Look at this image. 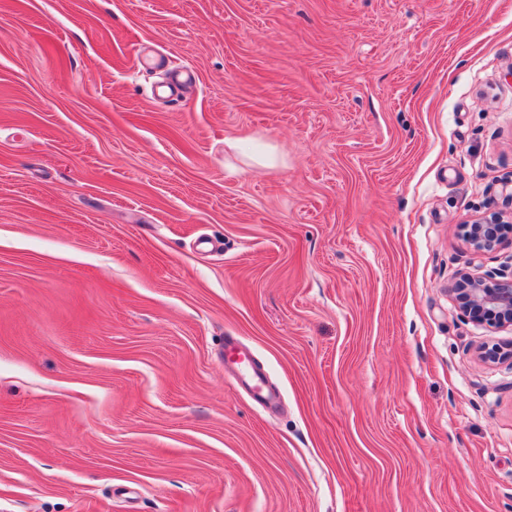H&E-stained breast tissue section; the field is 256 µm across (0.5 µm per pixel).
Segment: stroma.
<instances>
[{
  "instance_id": "stroma-1",
  "label": "stroma",
  "mask_w": 512,
  "mask_h": 512,
  "mask_svg": "<svg viewBox=\"0 0 512 512\" xmlns=\"http://www.w3.org/2000/svg\"><path fill=\"white\" fill-rule=\"evenodd\" d=\"M489 211L512 0H0V512H512ZM505 222L502 216L489 213L480 221L463 226V235L472 250L480 254L496 245L500 233L496 231L495 226L506 224ZM461 311L488 327L512 326V272L467 274L453 288ZM236 340L235 336H228L224 339V356L225 360H228L229 355L238 356L239 360L237 364L241 366V376H247L251 382L250 387L253 393L254 398L263 403L270 405L274 402V396L265 392L263 387V379L259 372H257L252 367L251 359L241 352L238 351V348L233 343Z\"/></svg>"
}]
</instances>
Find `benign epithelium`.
<instances>
[{"instance_id":"1","label":"benign epithelium","mask_w":512,"mask_h":512,"mask_svg":"<svg viewBox=\"0 0 512 512\" xmlns=\"http://www.w3.org/2000/svg\"><path fill=\"white\" fill-rule=\"evenodd\" d=\"M503 224L502 216L490 213L463 226V235L472 250L480 254L496 245L500 233L495 226ZM453 293L461 311L472 320L489 327L512 326V273L467 274Z\"/></svg>"}]
</instances>
